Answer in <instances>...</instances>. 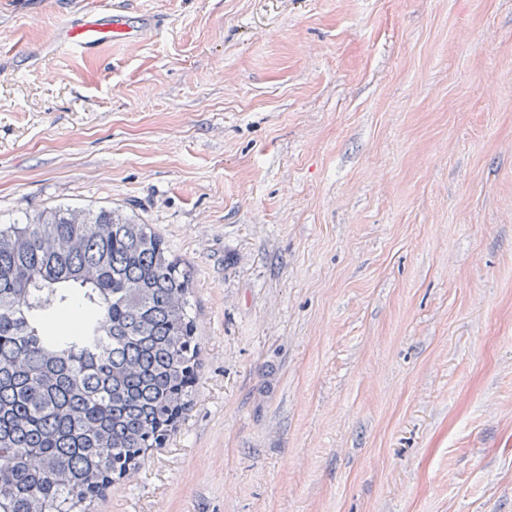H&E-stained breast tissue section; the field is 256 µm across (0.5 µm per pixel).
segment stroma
<instances>
[{"label": "stroma", "instance_id": "stroma-1", "mask_svg": "<svg viewBox=\"0 0 512 512\" xmlns=\"http://www.w3.org/2000/svg\"><path fill=\"white\" fill-rule=\"evenodd\" d=\"M0 0V224L120 207L190 409L95 512H512V0ZM106 2L91 9L73 13L54 35V44L59 50L80 49L88 51L103 44L153 35L156 26L146 22L133 25L123 10L107 7Z\"/></svg>", "mask_w": 512, "mask_h": 512}]
</instances>
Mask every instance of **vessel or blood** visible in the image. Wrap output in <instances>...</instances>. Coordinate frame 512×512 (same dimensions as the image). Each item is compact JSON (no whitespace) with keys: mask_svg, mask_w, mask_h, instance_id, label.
Wrapping results in <instances>:
<instances>
[{"mask_svg":"<svg viewBox=\"0 0 512 512\" xmlns=\"http://www.w3.org/2000/svg\"><path fill=\"white\" fill-rule=\"evenodd\" d=\"M150 23L132 24L122 10L100 4L73 13L54 35L57 49L88 51L103 44L154 34Z\"/></svg>","mask_w":512,"mask_h":512,"instance_id":"obj_1","label":"vessel or blood"}]
</instances>
